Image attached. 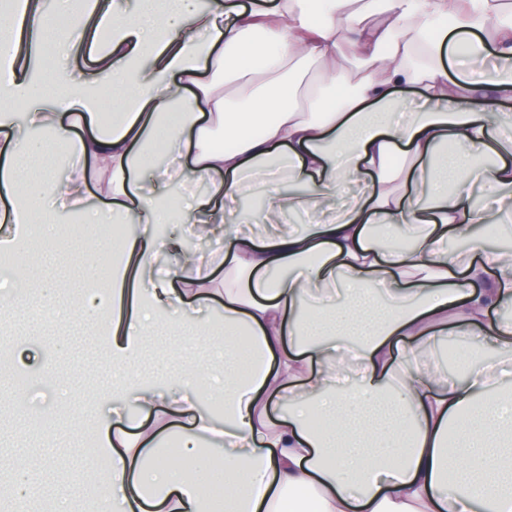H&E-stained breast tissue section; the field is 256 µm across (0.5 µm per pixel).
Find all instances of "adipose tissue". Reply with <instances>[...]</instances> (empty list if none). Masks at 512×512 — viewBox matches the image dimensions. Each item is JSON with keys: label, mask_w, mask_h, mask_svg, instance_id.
<instances>
[{"label": "adipose tissue", "mask_w": 512, "mask_h": 512, "mask_svg": "<svg viewBox=\"0 0 512 512\" xmlns=\"http://www.w3.org/2000/svg\"><path fill=\"white\" fill-rule=\"evenodd\" d=\"M0 249L26 256L48 197L82 224L133 218L106 288L56 314L108 317L101 363L113 413L100 501L113 512H512V377L463 357L449 380L429 349L447 336L512 357V249L477 226L512 214V0H0ZM83 54L80 76L46 54ZM491 61L494 76L449 74ZM243 92L234 99L226 85ZM116 91L111 111L102 89ZM422 104L409 109L404 90ZM75 125L90 127L74 137ZM74 153L77 166L32 168ZM207 183L183 202L173 171ZM107 179V205H85ZM260 210L243 207L246 182ZM490 183L498 206H476ZM287 212H315L289 229ZM207 228L223 252L165 278L154 226ZM376 225L411 237L383 249ZM334 299L327 311L319 302ZM215 308L224 353L204 368L211 408L139 369L164 316ZM359 368L343 382L346 364ZM328 419L322 434L310 414ZM226 438L224 500L193 470Z\"/></svg>", "instance_id": "ef3b65f1"}]
</instances>
